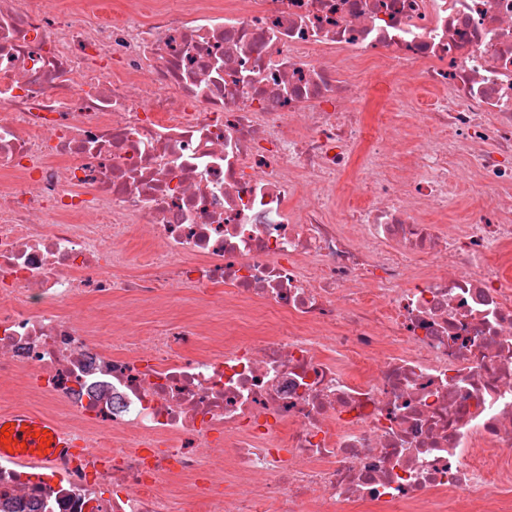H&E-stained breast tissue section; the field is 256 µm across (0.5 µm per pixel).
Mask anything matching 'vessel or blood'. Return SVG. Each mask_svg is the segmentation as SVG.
<instances>
[{
    "instance_id": "b4317fda",
    "label": "vessel or blood",
    "mask_w": 512,
    "mask_h": 512,
    "mask_svg": "<svg viewBox=\"0 0 512 512\" xmlns=\"http://www.w3.org/2000/svg\"><path fill=\"white\" fill-rule=\"evenodd\" d=\"M9 429L6 441H0V456L8 455L24 461L54 458L62 449L74 448L73 439L48 418L25 408L0 415V427Z\"/></svg>"
}]
</instances>
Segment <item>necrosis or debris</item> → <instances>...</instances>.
<instances>
[{
    "label": "necrosis or debris",
    "instance_id": "4bbe7bcc",
    "mask_svg": "<svg viewBox=\"0 0 512 512\" xmlns=\"http://www.w3.org/2000/svg\"><path fill=\"white\" fill-rule=\"evenodd\" d=\"M7 378L102 463L0 512H512V0H0Z\"/></svg>",
    "mask_w": 512,
    "mask_h": 512
}]
</instances>
